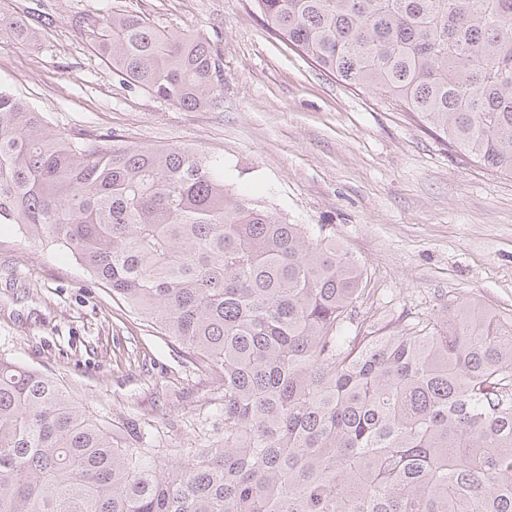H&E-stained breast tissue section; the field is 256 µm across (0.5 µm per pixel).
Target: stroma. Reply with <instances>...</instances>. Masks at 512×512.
<instances>
[{
	"label": "stroma",
	"mask_w": 512,
	"mask_h": 512,
	"mask_svg": "<svg viewBox=\"0 0 512 512\" xmlns=\"http://www.w3.org/2000/svg\"><path fill=\"white\" fill-rule=\"evenodd\" d=\"M37 43L0 46V87L51 127L130 143L184 144L293 224L323 229L365 269L377 328L472 298L512 317V178L492 173L378 95L319 71L269 33L252 0H40ZM132 11L212 37L216 108L187 111L129 91L73 25ZM0 357L54 378L123 435L136 424L156 464L224 436L221 392L178 342L59 249L0 224Z\"/></svg>",
	"instance_id": "obj_1"
}]
</instances>
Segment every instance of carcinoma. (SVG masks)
Returning <instances> with one entry per match:
<instances>
[{
    "mask_svg": "<svg viewBox=\"0 0 512 512\" xmlns=\"http://www.w3.org/2000/svg\"><path fill=\"white\" fill-rule=\"evenodd\" d=\"M271 34L512 178V0H253ZM0 15V42L45 20ZM129 89L223 97L203 35L75 18ZM0 224L51 244L224 389V443L166 468L0 358V512H512V318L474 299L379 334L364 268L181 144L50 127L0 89Z\"/></svg>",
    "mask_w": 512,
    "mask_h": 512,
    "instance_id": "obj_1",
    "label": "carcinoma"
}]
</instances>
